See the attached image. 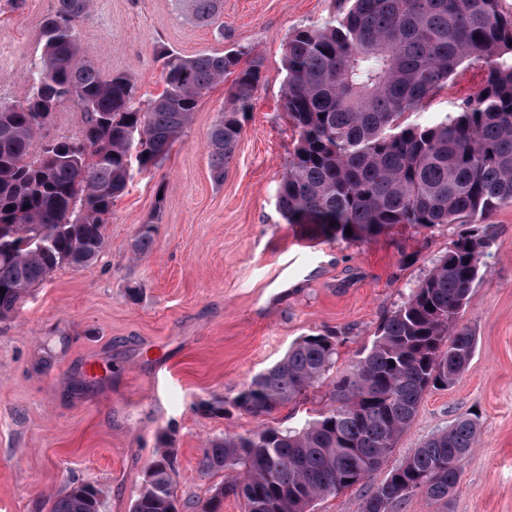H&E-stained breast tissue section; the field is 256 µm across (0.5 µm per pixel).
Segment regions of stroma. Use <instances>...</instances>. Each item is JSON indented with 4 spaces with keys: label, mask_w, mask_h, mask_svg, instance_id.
<instances>
[{
    "label": "stroma",
    "mask_w": 512,
    "mask_h": 512,
    "mask_svg": "<svg viewBox=\"0 0 512 512\" xmlns=\"http://www.w3.org/2000/svg\"><path fill=\"white\" fill-rule=\"evenodd\" d=\"M55 0H0V100L24 101L41 60V30ZM340 0H222L213 24L186 0H94L78 25L82 57L101 75L134 73L138 97L165 89L161 55L250 52L261 77L222 184L212 179L207 135L230 110L231 78L200 99L156 167L134 171L116 200L98 259L58 267L0 319V512H45L74 482L104 489V512H130L158 448H176L181 512L221 475L199 461L208 440L267 425L298 427L330 404L327 387L271 415L211 413L202 402L238 392L300 337L340 336L337 372L370 346L379 323L456 241L463 228L390 227L364 241L313 238L318 250L294 271L288 251L311 238L290 224L276 191L295 139L284 107L285 54L295 30L323 24ZM483 67L459 69L417 115L432 123L478 89ZM76 101L60 103L31 150L79 138ZM152 249L133 256L140 224ZM480 229L491 240L482 277L461 313L476 336L463 376L427 392L383 464L363 483L317 500L311 512H359L421 441L474 413L475 448L463 462L450 512H512V205ZM139 289L130 299L128 289Z\"/></svg>",
    "instance_id": "1"
}]
</instances>
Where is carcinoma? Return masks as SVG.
I'll return each mask as SVG.
<instances>
[{
  "label": "carcinoma",
  "mask_w": 512,
  "mask_h": 512,
  "mask_svg": "<svg viewBox=\"0 0 512 512\" xmlns=\"http://www.w3.org/2000/svg\"><path fill=\"white\" fill-rule=\"evenodd\" d=\"M219 3L191 0L195 20L211 22ZM343 4L333 19L288 37L285 100L296 144L276 193L284 219L316 237L361 241L395 224H482L512 204V13L500 0ZM90 7L91 0H57L42 27L31 95L0 102L1 319L56 268L97 259L134 169L160 163L214 84L235 75L234 108L208 135L217 184L252 109L260 72L256 63L240 67L243 51L166 55L165 89L141 107L134 75L105 79L80 57L77 22ZM465 64L485 67L481 88L435 124L413 121ZM72 98L84 114L79 143L87 157L74 158L70 140L32 153L56 106ZM154 232L153 224L140 225L129 243L133 255L150 251ZM490 245L476 229L459 235L348 371L333 374L337 334H309L236 394L203 403L210 411L267 416L326 382L334 400L299 429L266 426L209 440L200 470L236 476L215 485L195 512H224L227 494L243 500L245 512H308L368 479L424 394L453 384L471 360L475 336L459 315ZM478 432L476 419L461 416L424 440L368 492L360 512H393L416 494L448 505ZM175 463V449L157 450L131 512H179ZM103 508L101 489L74 482L50 499L49 512Z\"/></svg>",
  "instance_id": "carcinoma-1"
}]
</instances>
